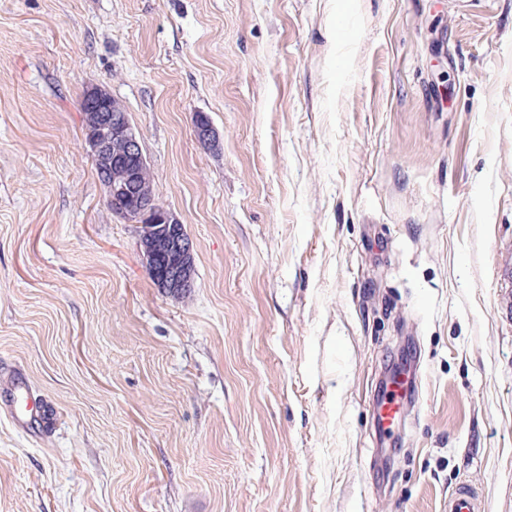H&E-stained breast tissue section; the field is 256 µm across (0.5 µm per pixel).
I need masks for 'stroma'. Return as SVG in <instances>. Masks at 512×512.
Returning <instances> with one entry per match:
<instances>
[{"label":"stroma","instance_id":"stroma-1","mask_svg":"<svg viewBox=\"0 0 512 512\" xmlns=\"http://www.w3.org/2000/svg\"><path fill=\"white\" fill-rule=\"evenodd\" d=\"M92 87L189 294L105 204ZM506 262L512 0H0V379L51 420L0 412V512H512ZM85 140L94 163L110 172L106 204L129 222L141 224L139 241L151 277L164 292L179 294L193 288L190 269L193 242L184 224L163 208L152 207V186L142 182L147 165L141 135L127 113L113 104L112 96L95 87L88 89L81 102ZM121 148L115 155L112 146ZM143 179L150 181L149 168ZM138 189H132L137 185ZM409 392V382L405 376L394 377L385 383L378 416V424L383 435L390 432L393 420L400 413L404 402L408 399ZM480 496L467 485L458 486L448 497V512H486Z\"/></svg>","mask_w":512,"mask_h":512}]
</instances>
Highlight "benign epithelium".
<instances>
[{"instance_id":"obj_1","label":"benign epithelium","mask_w":512,"mask_h":512,"mask_svg":"<svg viewBox=\"0 0 512 512\" xmlns=\"http://www.w3.org/2000/svg\"><path fill=\"white\" fill-rule=\"evenodd\" d=\"M81 111L94 163L111 175L106 204L113 213L141 225L139 244L154 283L173 294L193 287V242L169 211L152 207L153 189L142 182L147 159L139 130L128 114L113 104L112 96L99 87L85 92ZM194 132L201 146H215L217 135L207 115L196 114Z\"/></svg>"}]
</instances>
